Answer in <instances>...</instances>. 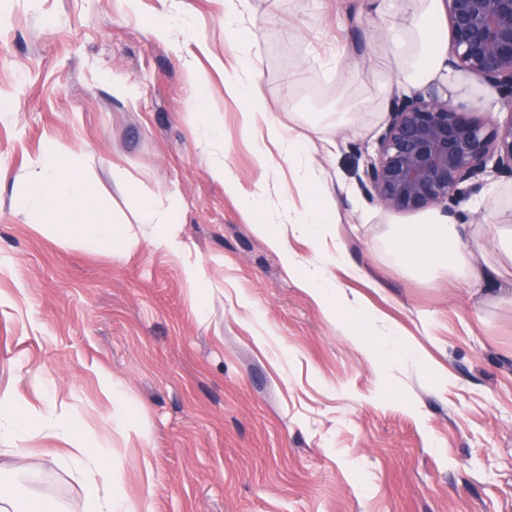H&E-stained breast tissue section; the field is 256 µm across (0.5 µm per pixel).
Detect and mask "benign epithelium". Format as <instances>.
I'll use <instances>...</instances> for the list:
<instances>
[{
    "label": "benign epithelium",
    "mask_w": 512,
    "mask_h": 512,
    "mask_svg": "<svg viewBox=\"0 0 512 512\" xmlns=\"http://www.w3.org/2000/svg\"><path fill=\"white\" fill-rule=\"evenodd\" d=\"M449 64L496 90L509 120L479 121L433 93L390 100L362 186L387 209L453 214L492 168L512 176V0H446Z\"/></svg>",
    "instance_id": "1"
}]
</instances>
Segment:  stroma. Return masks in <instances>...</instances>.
<instances>
[{"instance_id": "stroma-1", "label": "stroma", "mask_w": 512, "mask_h": 512, "mask_svg": "<svg viewBox=\"0 0 512 512\" xmlns=\"http://www.w3.org/2000/svg\"><path fill=\"white\" fill-rule=\"evenodd\" d=\"M243 25L250 40L225 29L224 0H0V392L32 425L17 507L86 512L65 442L35 425L49 406L103 448L134 512H512V305L403 267L390 234L420 214L388 211L359 184L388 119L380 80L395 76L380 19L366 0H250ZM241 54L307 156L245 127L213 66ZM359 103L357 132L304 119ZM193 110L222 113V128L191 123ZM53 145L77 152L93 195L81 211L19 209ZM311 157L361 278L307 238H288L292 271L268 243L265 228L300 205L292 171ZM219 164L244 189L281 179L290 196L245 207L213 178ZM482 183L498 195L468 194L458 223L512 219V177ZM141 192L179 251L132 223ZM101 220L127 223L139 246L89 250L67 231ZM313 264L376 324L327 317L302 284ZM119 408L147 438L112 423Z\"/></svg>"}]
</instances>
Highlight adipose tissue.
I'll list each match as a JSON object with an SVG mask.
<instances>
[{
	"instance_id": "ef3b65f1",
	"label": "adipose tissue",
	"mask_w": 512,
	"mask_h": 512,
	"mask_svg": "<svg viewBox=\"0 0 512 512\" xmlns=\"http://www.w3.org/2000/svg\"><path fill=\"white\" fill-rule=\"evenodd\" d=\"M406 19L390 24L382 33L387 54L399 72L403 92L424 87L437 90L453 89L457 75L448 65V14L445 0H404L400 7ZM259 74L248 60L224 73V89L233 97L245 101L243 122L246 127L266 130L272 138L280 132L256 87ZM39 175L29 183L18 200L19 208H28L32 201L48 197L66 200L70 207L83 209L89 184L73 171L72 155L67 150L52 148L44 153L38 164ZM297 183L319 190V200L313 205L292 208L280 230L269 238L270 246L284 261H291L287 240L295 233L330 249L333 263L343 266L353 278L361 277L360 268L347 264L344 250L335 236V204L332 195L322 184V170L308 165L296 174ZM72 233L91 250L102 247L123 253L137 247L139 240L120 224H75ZM473 234L471 226L456 224L433 215L430 222L400 226L393 248L404 264L433 277L449 281H466L474 287L493 291L496 301L512 305V225H499L495 239L502 258L499 265L480 266L467 242ZM40 424L59 430L69 443L68 456L74 467L87 478L90 512H130L123 497L113 488L111 463L101 453L87 448L71 422L60 419L52 409H45Z\"/></svg>"
}]
</instances>
